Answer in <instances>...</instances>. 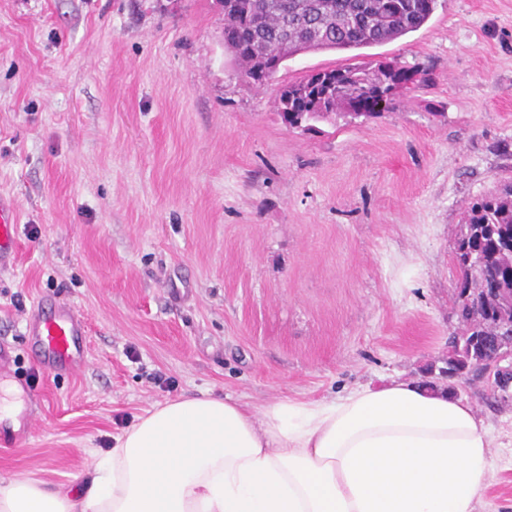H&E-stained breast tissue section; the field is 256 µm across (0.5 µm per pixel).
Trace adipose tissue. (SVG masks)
<instances>
[{"mask_svg":"<svg viewBox=\"0 0 512 512\" xmlns=\"http://www.w3.org/2000/svg\"><path fill=\"white\" fill-rule=\"evenodd\" d=\"M489 430L447 387L332 401L183 397L148 410L70 489L0 478V512H477Z\"/></svg>","mask_w":512,"mask_h":512,"instance_id":"adipose-tissue-1","label":"adipose tissue"}]
</instances>
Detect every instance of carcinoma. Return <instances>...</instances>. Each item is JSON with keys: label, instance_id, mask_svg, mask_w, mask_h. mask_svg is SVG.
<instances>
[{"label": "carcinoma", "instance_id": "1", "mask_svg": "<svg viewBox=\"0 0 512 512\" xmlns=\"http://www.w3.org/2000/svg\"><path fill=\"white\" fill-rule=\"evenodd\" d=\"M224 8V44L257 85L273 77L269 61L283 63L298 50L350 51L379 46L421 28L437 0H230ZM303 76L282 88L279 103L307 114L308 122L361 105L370 120L395 108V74L379 66L344 64ZM384 108H379L380 102ZM454 261L469 292L457 301L463 329L449 341L448 371L474 372L501 351L500 328L512 324V183L474 202L458 233Z\"/></svg>", "mask_w": 512, "mask_h": 512}]
</instances>
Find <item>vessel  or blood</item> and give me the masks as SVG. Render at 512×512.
<instances>
[{
	"label": "vessel or blood",
	"instance_id": "b4317fda",
	"mask_svg": "<svg viewBox=\"0 0 512 512\" xmlns=\"http://www.w3.org/2000/svg\"><path fill=\"white\" fill-rule=\"evenodd\" d=\"M15 214L14 200L0 195V261L16 247ZM26 330L46 373L61 369L73 373L84 365L85 321L72 305L60 303L49 312L43 302H36L26 321Z\"/></svg>",
	"mask_w": 512,
	"mask_h": 512
}]
</instances>
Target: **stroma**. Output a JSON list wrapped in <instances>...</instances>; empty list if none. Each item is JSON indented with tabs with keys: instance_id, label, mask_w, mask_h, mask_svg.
Returning <instances> with one entry per match:
<instances>
[{
	"instance_id": "stroma-1",
	"label": "stroma",
	"mask_w": 512,
	"mask_h": 512,
	"mask_svg": "<svg viewBox=\"0 0 512 512\" xmlns=\"http://www.w3.org/2000/svg\"><path fill=\"white\" fill-rule=\"evenodd\" d=\"M385 59L433 80L370 121H281L282 85ZM317 51L256 86L216 0H0V345L31 414L0 476L62 488L136 416L183 396L333 400L443 368L458 331L455 236L512 181V0H438L393 42ZM73 304L85 366L45 373L25 316ZM457 393L498 448L478 512H512V390ZM14 200L0 195V261L11 255L16 247L17 226Z\"/></svg>"
}]
</instances>
